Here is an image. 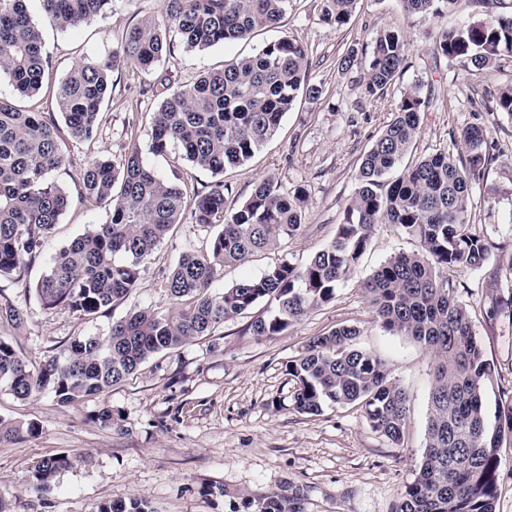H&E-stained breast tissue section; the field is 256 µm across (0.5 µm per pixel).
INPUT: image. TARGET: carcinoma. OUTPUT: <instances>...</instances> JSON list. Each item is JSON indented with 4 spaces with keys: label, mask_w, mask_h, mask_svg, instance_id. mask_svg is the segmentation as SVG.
I'll return each instance as SVG.
<instances>
[{
    "label": "carcinoma",
    "mask_w": 512,
    "mask_h": 512,
    "mask_svg": "<svg viewBox=\"0 0 512 512\" xmlns=\"http://www.w3.org/2000/svg\"><path fill=\"white\" fill-rule=\"evenodd\" d=\"M42 23L32 21L25 0H0V74L21 98L34 96L49 77L50 55L43 26L73 30L100 16L109 0H39ZM291 0H163L162 16L132 26L124 42L102 60L78 63L59 82V114L33 112L0 97V278L18 275L41 255L71 203L51 180L67 158L58 133L65 126L75 140H89L99 129L101 108L112 93V72L130 66L151 72L171 51L167 30L179 34L188 50H204L248 38L278 25ZM356 0H321V20L348 24ZM411 16L436 15L455 0H400ZM486 17L443 30L436 56L473 72L512 57V14L496 13L495 0H483ZM408 43L397 29L373 38L370 53L348 49L341 70H362L365 94L384 93L405 67ZM308 46L292 38L266 44L257 53L208 72L170 92L151 113V150L170 149L209 171L217 180L207 191L188 194L181 177L155 171L132 147L96 160L78 173L79 200L109 210L110 221L96 224L61 247L33 291L46 308L63 305L90 319L137 287L145 263L173 228L189 218L212 232L209 249L183 253L167 276L176 300L174 312L142 307L112 324L106 336L73 340L62 355L39 365L22 358L0 338V386L26 399L50 388L65 404L105 392L133 374L154 354L211 335L224 320L261 302L269 309L249 325L258 337L274 336L336 297V289L358 265L379 224H393L419 241L421 250L398 253L381 263L363 283L375 320L385 330L411 337L434 354L425 447L416 479L397 512H495L499 448L512 438V405L488 425L484 396L493 386V365L472 334L466 306L456 298L450 273L478 270L490 248L471 231L473 188L496 160L488 132L463 129L467 158L448 149L404 163L421 129L430 99L421 85L405 89L391 121L366 152L355 188L336 235L304 265L283 262L259 277H246L221 293L212 284L224 267L246 262L257 251L296 236L305 220L306 190L288 191L271 177L259 181L242 203L232 198L224 170L243 164L278 130L299 93L317 100L322 87L310 82ZM492 109L512 116V86L501 90ZM0 320L20 329L23 310L0 304ZM359 330L342 326L310 340L301 356L288 362L295 382L294 409L317 414L325 405L358 403L369 426L391 444L401 445L408 418V394L389 378L387 365L356 347ZM35 423L0 418V439L34 435ZM78 460L67 455L37 462L32 478L48 487ZM97 512H153L146 499L103 503ZM256 512H300L297 499L268 497Z\"/></svg>",
    "instance_id": "1"
}]
</instances>
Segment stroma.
<instances>
[{"label": "stroma", "mask_w": 512, "mask_h": 512, "mask_svg": "<svg viewBox=\"0 0 512 512\" xmlns=\"http://www.w3.org/2000/svg\"><path fill=\"white\" fill-rule=\"evenodd\" d=\"M161 9V0H111L88 26L45 29L53 68L32 107L56 111L57 84L75 63L108 56L133 25ZM484 15L478 0H455L427 18L406 15L399 0H358L349 23L336 29L321 21L320 0H292L278 27L256 30L248 39L205 50L175 45L149 73L115 69L97 135L86 142L64 138L71 163L51 178L76 196V174L92 161L132 146L147 151L150 114L163 99L162 93H149L148 85L191 83L282 37L311 46L310 79L322 86L321 98H298L261 150L224 172L241 201L269 176L286 189L305 187L306 223L299 236L225 267L212 285L220 292L277 264H304L332 240L363 154L391 120L404 89L422 83L433 101L408 160L439 148L466 156L460 134L473 124L487 129L496 157L473 192L470 216L474 232L493 245L489 260L483 269L452 275L459 300L471 312L472 333L495 368L484 400L488 421H495L502 406L512 403V312L498 310L491 319L485 312L512 297L507 268L512 258L498 249L512 241V117L493 111L488 96L512 85V58L473 75L459 62L434 57L441 30ZM385 28L406 36L407 66L381 97L370 98L360 70H341L339 60L351 47L370 52L373 37ZM109 220L106 209L73 203L42 257L20 277L0 280V298L25 313L18 330L0 320V337L20 356L46 360L78 337L106 335L113 321L140 307L174 309L167 275L184 251L205 250L210 243L196 225L176 226L149 258L137 288L93 319H81L64 306L43 308L28 289L45 273L48 255ZM419 248L394 225H377L368 250L335 298L284 332L252 336L248 326L262 312L254 307L226 320L212 335L152 356L134 375L96 396L63 405L48 389L18 399L0 387V417L39 426L36 435L0 441V507L5 512H96L105 501L142 497L155 512H246V500L278 495L297 499L301 512H396L424 451L433 356L410 337L380 327L362 284L389 256ZM341 326L358 328V345L385 361L392 379L408 393L401 446L371 429L361 405H327L315 415L293 408L289 361L310 339ZM106 406L114 414L109 428L92 421ZM59 454L75 458V466L60 471L48 489L37 488L33 465Z\"/></svg>", "instance_id": "obj_1"}]
</instances>
